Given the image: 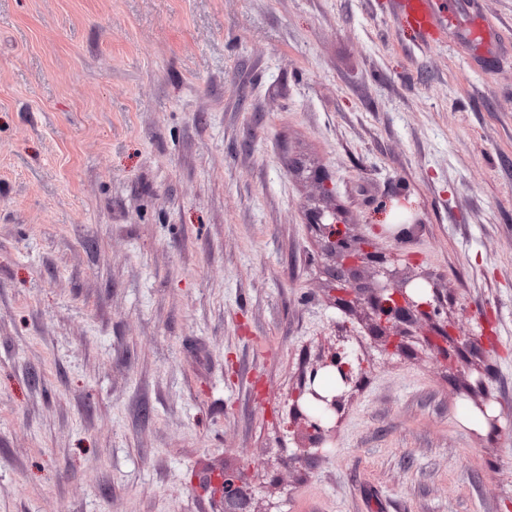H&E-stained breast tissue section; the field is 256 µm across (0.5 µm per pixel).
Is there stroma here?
Instances as JSON below:
<instances>
[{"label": "stroma", "instance_id": "35a3bbf8", "mask_svg": "<svg viewBox=\"0 0 512 512\" xmlns=\"http://www.w3.org/2000/svg\"><path fill=\"white\" fill-rule=\"evenodd\" d=\"M434 4L0 0V512H221L226 465L259 512H512V0ZM326 206L437 276L458 366L336 307ZM339 323L364 379L298 465ZM403 9L409 24L422 32L430 33L439 24L430 0H404Z\"/></svg>", "mask_w": 512, "mask_h": 512}]
</instances>
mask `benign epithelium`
Returning <instances> with one entry per match:
<instances>
[{
  "mask_svg": "<svg viewBox=\"0 0 512 512\" xmlns=\"http://www.w3.org/2000/svg\"><path fill=\"white\" fill-rule=\"evenodd\" d=\"M394 207L402 211L403 223L410 225L400 232L419 227L414 219L409 198L398 193ZM314 225L328 252L336 259L333 291L336 305L347 310L360 308L375 335L385 339L384 352H402L405 339L415 336L420 321L430 322L429 330L419 334L425 345L440 355L446 353L443 344L453 337V323L448 321V304L440 295L437 283L418 271V263L410 254L377 251L374 239L351 235L348 225L337 212L316 214ZM371 267V281H361V272ZM347 326L336 325L334 346L321 354L304 376L298 393L292 396L294 422L304 431L305 441L319 446L336 427L346 397L357 387L359 379L354 368L353 351L347 345ZM334 369L340 375L341 387L336 394L323 396L314 389L320 371ZM214 481L220 484L219 495L224 500V512H259L253 508L247 478L238 468L226 467Z\"/></svg>",
  "mask_w": 512,
  "mask_h": 512,
  "instance_id": "1",
  "label": "benign epithelium"
}]
</instances>
